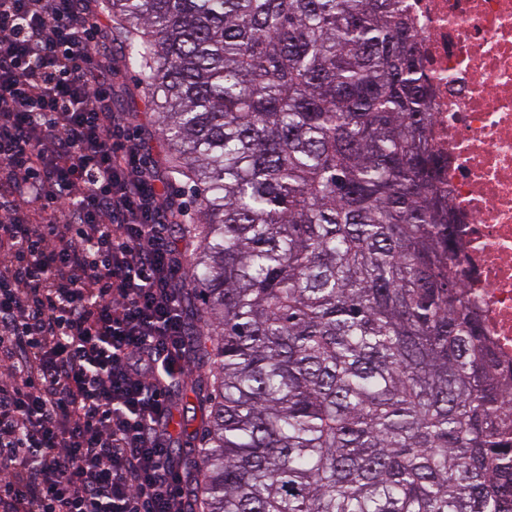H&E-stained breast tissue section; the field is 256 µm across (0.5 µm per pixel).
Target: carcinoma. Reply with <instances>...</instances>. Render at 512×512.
<instances>
[{"label": "carcinoma", "mask_w": 512, "mask_h": 512, "mask_svg": "<svg viewBox=\"0 0 512 512\" xmlns=\"http://www.w3.org/2000/svg\"><path fill=\"white\" fill-rule=\"evenodd\" d=\"M196 187L190 512H512V380L455 269L403 0H107Z\"/></svg>", "instance_id": "obj_1"}]
</instances>
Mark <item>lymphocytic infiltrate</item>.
I'll list each match as a JSON object with an SVG mask.
<instances>
[{
  "label": "lymphocytic infiltrate",
  "mask_w": 512,
  "mask_h": 512,
  "mask_svg": "<svg viewBox=\"0 0 512 512\" xmlns=\"http://www.w3.org/2000/svg\"><path fill=\"white\" fill-rule=\"evenodd\" d=\"M90 0H0V512H185L172 203Z\"/></svg>",
  "instance_id": "lymphocytic-infiltrate-1"
}]
</instances>
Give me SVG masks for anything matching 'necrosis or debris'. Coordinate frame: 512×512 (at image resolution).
Here are the masks:
<instances>
[{
	"label": "necrosis or debris",
	"instance_id": "4bbe7bcc",
	"mask_svg": "<svg viewBox=\"0 0 512 512\" xmlns=\"http://www.w3.org/2000/svg\"><path fill=\"white\" fill-rule=\"evenodd\" d=\"M430 85L432 144L460 214L465 271L503 365L512 368V0H405Z\"/></svg>",
	"mask_w": 512,
	"mask_h": 512
}]
</instances>
